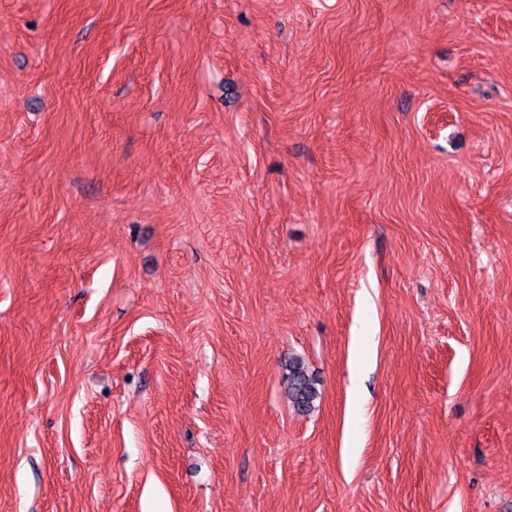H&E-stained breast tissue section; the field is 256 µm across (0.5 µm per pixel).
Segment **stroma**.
I'll use <instances>...</instances> for the list:
<instances>
[{"instance_id": "stroma-1", "label": "stroma", "mask_w": 512, "mask_h": 512, "mask_svg": "<svg viewBox=\"0 0 512 512\" xmlns=\"http://www.w3.org/2000/svg\"><path fill=\"white\" fill-rule=\"evenodd\" d=\"M0 512H512V0H0ZM285 370L287 371L285 378L288 381L287 394L290 403L299 412H309L319 398L318 380L308 373L300 360H289Z\"/></svg>"}]
</instances>
